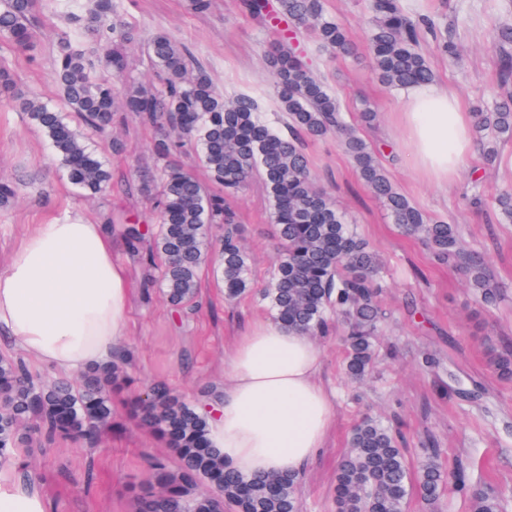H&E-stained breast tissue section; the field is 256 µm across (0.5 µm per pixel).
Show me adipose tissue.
I'll return each instance as SVG.
<instances>
[{"label":"adipose tissue","mask_w":512,"mask_h":512,"mask_svg":"<svg viewBox=\"0 0 512 512\" xmlns=\"http://www.w3.org/2000/svg\"><path fill=\"white\" fill-rule=\"evenodd\" d=\"M400 118L419 167L439 181L455 177L474 150L459 98L435 84L407 89ZM129 294L106 225L68 211L36 225L0 271V333L72 378L113 360ZM320 367L311 337L267 318L237 340L223 388L200 407L213 446L239 476L303 473L324 446L334 408ZM0 512H45L44 500L0 467Z\"/></svg>","instance_id":"1"}]
</instances>
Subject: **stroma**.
Masks as SVG:
<instances>
[{
	"mask_svg": "<svg viewBox=\"0 0 512 512\" xmlns=\"http://www.w3.org/2000/svg\"><path fill=\"white\" fill-rule=\"evenodd\" d=\"M402 5L413 14H438L456 58L448 60L434 50L429 62L436 83L454 92L465 111L500 96L494 36L501 23H512V10L504 9L503 0H402ZM323 7L356 42L357 58L326 60L305 38L299 52L327 73L348 123L371 145L397 190L428 219L456 225L464 249L486 255L500 298L480 308L455 264L438 263L418 240L401 233L360 181L335 136L304 138L319 184L380 259L377 276L384 285L388 319L378 338L374 368L362 384L344 376L339 331L332 328L314 338L322 353L320 378L334 394L335 415L325 448L297 485L299 512H334L336 470L352 425L364 416L394 425L411 464H418L422 449L431 446L448 467L464 463L470 487L495 494L503 512H512V379L500 378L485 354L490 346L512 349V223L491 206L493 195L512 187V141L502 145L496 164H487L477 151L453 180L425 176L406 144L398 113L401 92L386 89L372 71L366 0H323ZM122 10L139 28L165 31L186 44L225 95L256 92L265 118L286 132L285 115L273 100L275 77L263 60L268 44L285 34L286 21L257 23L239 0H212L210 11L200 15L187 11L186 0H122ZM39 21L34 49L0 45V58L9 62L20 87L56 105L60 92L54 47L68 26L63 11L47 4ZM366 104L378 114L370 126L360 118ZM113 139L123 143V152H111ZM154 139L153 131L133 114L117 113L109 134L95 140L112 168L113 188L90 197L70 184L44 135L0 97V181L23 184L14 202L0 207V270L26 234L60 210L76 209L90 219L111 217L116 254L127 267L132 288L120 347L132 355L139 386L161 378L194 403L223 386L224 360L238 336L269 315L255 292L264 287L276 261L275 229L263 184L253 179L243 194L226 201L237 215L241 244L251 259L252 294L227 302L206 265L198 275L194 308L171 307L159 286H148L150 268L130 251L122 234L128 219L148 232L157 230L149 203L125 186L126 179L151 166ZM476 182L484 191L479 201L471 194ZM427 353L434 366H425ZM165 452L163 443L129 423L119 407L98 446L37 439L18 455L33 476V489L44 495L47 512H133L127 481H151L148 460Z\"/></svg>",
	"mask_w": 512,
	"mask_h": 512,
	"instance_id": "stroma-1",
	"label": "stroma"
}]
</instances>
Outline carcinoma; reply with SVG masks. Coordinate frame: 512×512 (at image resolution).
<instances>
[{
    "mask_svg": "<svg viewBox=\"0 0 512 512\" xmlns=\"http://www.w3.org/2000/svg\"><path fill=\"white\" fill-rule=\"evenodd\" d=\"M36 7L37 0H0V40L16 48L34 47ZM63 8L71 33L59 37L54 63L66 110L18 89L6 62L0 65V94L45 135L70 183L89 195L108 189L112 170L80 127L101 134L115 113L131 112L158 131L156 174L139 181L136 190L150 203L158 225L147 258L163 259L160 282L171 305L192 304L198 271L208 263L224 283L226 300L249 292L250 256L237 241L235 214L225 200L246 191L258 176L278 235L277 260L262 299L276 321L300 333L314 336L328 326V317L340 320L345 326L344 374L355 383L367 379L386 315L377 255L317 185L301 133L313 139L339 136L360 179L393 223L420 240L436 260L456 262L483 305L498 301L499 286L485 254L461 249L455 225L429 221L395 189L357 129L345 122L326 78L297 52L293 39L299 35L311 38L331 60L357 52L346 28L325 16L322 0H278V14L293 27L292 40L281 38L265 50L266 64L277 78L278 108L288 118V135L262 118L256 97L225 96L208 69L171 35L128 22L120 0H88L79 11L74 4ZM368 11V52L379 81L394 90L432 83L421 31L432 34L438 50L454 54L448 40L438 38L435 19L409 15L399 0H368ZM133 42L142 46L158 83L128 79L126 47ZM496 47L500 81L506 86L512 81L511 25L497 30ZM473 122L485 161H497L500 144L512 138V95L496 99L489 109H475ZM186 150L197 152L211 182L224 194L211 193L168 163L171 155ZM494 203L511 223L512 189L501 190ZM214 224L227 225L216 253L209 239ZM124 236L137 250L146 243V234L135 224L124 227ZM487 359L501 376H512L511 353L490 347ZM127 366L120 357L84 372L76 384H46L22 360L0 356V460L13 458L35 436L98 441L112 425L114 396L132 380ZM125 411L136 425L157 435L176 461L173 465L171 457H156L154 482L129 484L134 512H296L299 478L285 473L242 479L211 446L206 417L167 383H151L126 401ZM447 479L437 451L427 450L412 471L392 428L363 417L354 423L347 454L337 468L335 512H404L413 495L433 506ZM470 500L471 512H499L494 495L472 490Z\"/></svg>",
    "mask_w": 512,
    "mask_h": 512,
    "instance_id": "carcinoma-1",
    "label": "carcinoma"
}]
</instances>
